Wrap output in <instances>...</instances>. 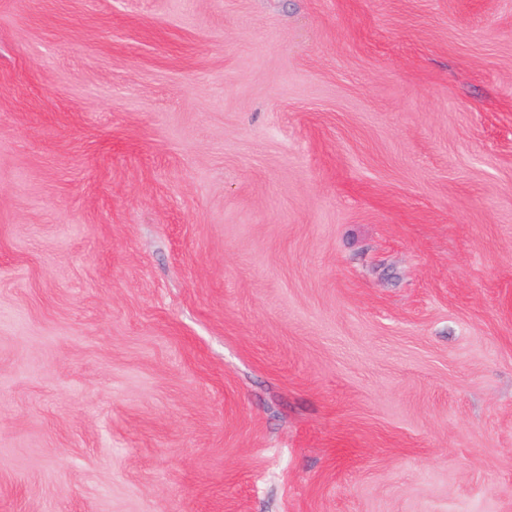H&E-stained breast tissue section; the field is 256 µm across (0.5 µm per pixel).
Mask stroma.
<instances>
[{
  "mask_svg": "<svg viewBox=\"0 0 512 512\" xmlns=\"http://www.w3.org/2000/svg\"><path fill=\"white\" fill-rule=\"evenodd\" d=\"M0 512H512V0H0Z\"/></svg>",
  "mask_w": 512,
  "mask_h": 512,
  "instance_id": "obj_1",
  "label": "stroma"
}]
</instances>
